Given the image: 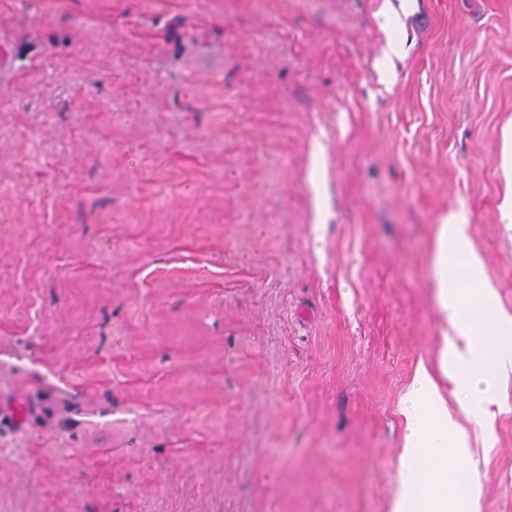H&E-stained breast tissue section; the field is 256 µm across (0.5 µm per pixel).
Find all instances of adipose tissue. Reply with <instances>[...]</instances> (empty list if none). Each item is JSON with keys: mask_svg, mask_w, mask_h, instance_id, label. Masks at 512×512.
<instances>
[{"mask_svg": "<svg viewBox=\"0 0 512 512\" xmlns=\"http://www.w3.org/2000/svg\"><path fill=\"white\" fill-rule=\"evenodd\" d=\"M429 274L442 342L435 363L418 362L404 399L406 436L390 512H476V468L452 474L443 464L444 456L464 457L470 443L448 410L445 387L478 396L483 417L495 416L499 405L484 390L488 379L512 378V313L500 306L465 212L436 226ZM478 336L484 339L480 349Z\"/></svg>", "mask_w": 512, "mask_h": 512, "instance_id": "adipose-tissue-1", "label": "adipose tissue"}]
</instances>
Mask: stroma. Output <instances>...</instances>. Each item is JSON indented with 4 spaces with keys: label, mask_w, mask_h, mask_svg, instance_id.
<instances>
[{
    "label": "stroma",
    "mask_w": 512,
    "mask_h": 512,
    "mask_svg": "<svg viewBox=\"0 0 512 512\" xmlns=\"http://www.w3.org/2000/svg\"><path fill=\"white\" fill-rule=\"evenodd\" d=\"M0 40V512H389L448 214L512 313V0H0ZM488 392L448 407L512 512Z\"/></svg>",
    "instance_id": "35a3bbf8"
}]
</instances>
